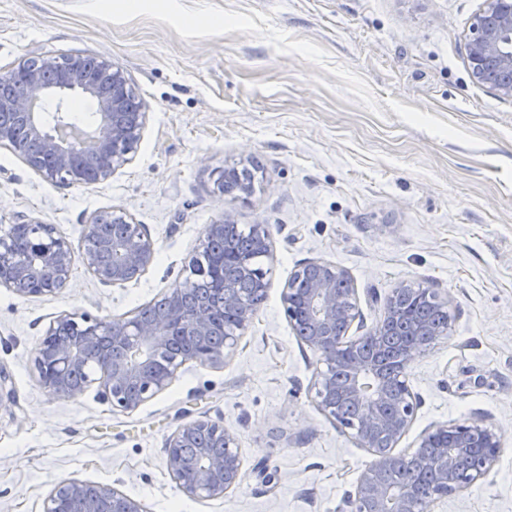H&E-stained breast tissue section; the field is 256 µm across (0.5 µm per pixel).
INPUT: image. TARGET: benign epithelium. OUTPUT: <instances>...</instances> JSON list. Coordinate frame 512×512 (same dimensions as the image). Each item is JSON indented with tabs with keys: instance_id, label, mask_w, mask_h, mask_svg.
<instances>
[{
	"instance_id": "benign-epithelium-1",
	"label": "benign epithelium",
	"mask_w": 512,
	"mask_h": 512,
	"mask_svg": "<svg viewBox=\"0 0 512 512\" xmlns=\"http://www.w3.org/2000/svg\"><path fill=\"white\" fill-rule=\"evenodd\" d=\"M471 77L512 98V0H483L468 39ZM91 72L82 57L62 60L50 55L20 61L14 71L21 88L0 93V112H10L27 126L28 140L14 137L0 124V145L9 146L45 179L65 186L104 181L132 160L141 139L146 113L143 105L130 116L133 96L125 71L111 60H95ZM93 96L98 119L93 128L71 124L65 95ZM217 188L239 198L246 191L234 169L220 172ZM230 216L209 224L202 250L224 238ZM259 257L272 256L265 224L251 229ZM155 257L154 243L144 225L123 209L99 211L86 223L81 259L101 283L123 286L141 277ZM75 251L51 224L37 218L0 226V288H12L29 297L52 296L67 287ZM238 272L255 277V287L268 293L270 282L252 260L238 263ZM191 289L172 288L163 294V312L110 321L83 314H63L52 324L34 356L39 381L51 394L74 398L91 384L73 382L75 373L96 366L101 371L99 392L122 411H133L162 392L177 369L188 361L219 365L251 326L257 307L243 303L228 279L215 282L222 308L237 316L235 332L216 324L206 305L188 306ZM422 294L446 304L432 288L401 285L385 303V313L373 330L350 335L360 317L357 288L349 273L335 264L311 260L290 275L281 290L288 324L297 338L320 354L312 390L320 410L362 448L373 450L386 437L389 452L376 469L359 478L349 495V512H426L436 501L467 489L493 471L502 452L500 432L483 420L440 425L424 433L412 452L394 448L413 425L419 398L412 392L407 372L413 360L448 334L410 343L382 358V337L399 314L400 303ZM450 434L451 447L436 449L430 466L438 473L434 488L417 482L396 483L381 472L407 466L415 453L431 447V436ZM166 467L185 495L222 497L240 484L243 457L237 434L221 422L196 419L179 426L168 438ZM70 512H143L141 505L120 490L69 479L53 488L44 512H56L59 500Z\"/></svg>"
}]
</instances>
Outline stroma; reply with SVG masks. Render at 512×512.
<instances>
[{
	"label": "stroma",
	"mask_w": 512,
	"mask_h": 512,
	"mask_svg": "<svg viewBox=\"0 0 512 512\" xmlns=\"http://www.w3.org/2000/svg\"><path fill=\"white\" fill-rule=\"evenodd\" d=\"M0 0V72L41 55L121 66L147 112L129 164L90 186L46 181L0 146V218L55 225L81 250L92 214L127 209L155 260L122 286L75 263L67 288H0V512H43L68 478L116 487L144 512H340L374 455L316 405L318 354L298 341L281 287L302 263L346 269L361 327L394 288L438 289L447 336L408 371L421 406L399 443L482 419L503 449L492 473L430 512H512V99L467 66L482 0ZM249 169L247 199L221 193ZM230 215L267 225L272 283L218 366L187 362L138 409L97 385L51 395L33 351L63 313L130 316L192 277L204 229ZM210 418L236 432L239 488L186 496L166 467L168 437ZM216 185L221 192H224L225 196H233L236 199L239 198V192L246 191L240 174L235 169L225 168L224 171L222 170L216 181Z\"/></svg>",
	"instance_id": "obj_1"
}]
</instances>
